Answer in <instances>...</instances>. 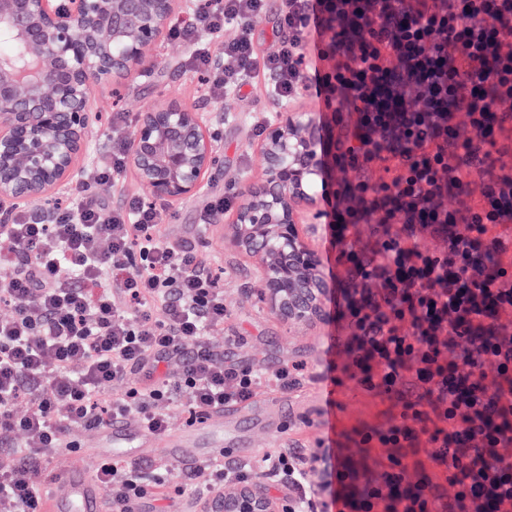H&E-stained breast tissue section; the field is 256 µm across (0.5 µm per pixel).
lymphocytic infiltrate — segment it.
Wrapping results in <instances>:
<instances>
[{
  "label": "lymphocytic infiltrate",
  "instance_id": "1",
  "mask_svg": "<svg viewBox=\"0 0 512 512\" xmlns=\"http://www.w3.org/2000/svg\"><path fill=\"white\" fill-rule=\"evenodd\" d=\"M221 2L172 36L214 37L263 8ZM282 26L288 37L265 60L243 34L222 44V63L200 47L195 64L216 95L260 68L280 102L302 86L329 87L336 115L355 113L347 139L324 153L328 173L347 178L322 191L345 268L335 319L347 362L328 363L320 379L339 384L343 370L400 410L360 436V447L389 451L369 476L323 439L314 454L276 449L264 468L287 484L288 512H512V168L494 161L512 153L501 141L512 124V0H285ZM329 43L332 73L321 67ZM124 158L113 139L110 165L77 181L52 223L20 212L0 229L14 245L0 253V302L14 308L0 318V512H41L39 460L76 451L77 434L113 416L136 415L159 437L172 404L201 414L304 382L300 365L228 363L205 344L226 315L209 267L160 235L156 206L95 201ZM381 161L393 162L391 180L372 179ZM359 224L373 225L371 243L348 245ZM421 233L445 250L421 245ZM175 362L178 372H159ZM134 370L145 379L127 385ZM110 382L123 390L108 391ZM421 449L427 466L409 467ZM95 474L110 512H134L154 494L125 461ZM253 474L245 462H216L186 483L202 500Z\"/></svg>",
  "mask_w": 512,
  "mask_h": 512
}]
</instances>
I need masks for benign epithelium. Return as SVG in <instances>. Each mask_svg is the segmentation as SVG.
I'll return each mask as SVG.
<instances>
[{
  "label": "benign epithelium",
  "mask_w": 512,
  "mask_h": 512,
  "mask_svg": "<svg viewBox=\"0 0 512 512\" xmlns=\"http://www.w3.org/2000/svg\"><path fill=\"white\" fill-rule=\"evenodd\" d=\"M176 15V0H0V36L20 55L0 58V225L18 209L38 223L87 156L96 124L94 88L143 69ZM223 109L203 112L175 95L153 101L137 120L125 168L154 201L197 197L218 159ZM334 117L315 120L283 106L258 145L261 176L224 225V246L254 264L263 302L280 320L311 327L325 319L336 289L316 272L312 246L325 176L326 133ZM203 512H283L256 485L215 492Z\"/></svg>",
  "instance_id": "1"
}]
</instances>
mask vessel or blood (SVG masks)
I'll list each match as a JSON object with an SVG mask.
<instances>
[{"mask_svg": "<svg viewBox=\"0 0 512 512\" xmlns=\"http://www.w3.org/2000/svg\"><path fill=\"white\" fill-rule=\"evenodd\" d=\"M224 416V410H216L180 429L178 434L164 435L162 441L169 456L189 468L223 458L225 444L239 440L233 429L225 427ZM151 439L145 428L116 416L111 425L98 432L90 452L101 461L116 456L134 460L139 457L141 446ZM42 502L43 512H108L100 483L80 463L43 486Z\"/></svg>", "mask_w": 512, "mask_h": 512, "instance_id": "1", "label": "vessel or blood"}]
</instances>
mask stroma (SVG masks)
Listing matches in <instances>:
<instances>
[{"label":"stroma","mask_w":512,"mask_h":512,"mask_svg":"<svg viewBox=\"0 0 512 512\" xmlns=\"http://www.w3.org/2000/svg\"><path fill=\"white\" fill-rule=\"evenodd\" d=\"M283 0H265L263 10L246 23H231L224 29V39L230 40L248 33L258 55L274 50L288 31L280 25ZM190 45L185 41L163 40L151 60V77L130 76L125 81L101 86L92 91L91 105L98 112L96 132L89 142V167L111 162L112 139L129 140L136 119L158 96L177 93L189 105L203 110L224 109V126L219 144L220 162L209 176L201 196L180 206H162L161 235L173 242L190 247L210 267L224 291L226 317L224 328L211 332L206 342L223 351L225 360L273 370L284 364L297 363L305 370L318 373L328 359L343 361V353L328 356L326 349L331 337L341 330L332 322L321 323L316 329L286 325L263 308L260 296L264 284L255 267L236 253L225 249L217 233H201L200 225L206 207L221 197L230 208H237L249 178L259 176L261 161L257 145L268 131V125L279 103L266 87L272 81L269 73L256 72L250 84L226 93L223 98L212 96L202 76L189 62ZM122 114L120 125H113V114ZM334 398L335 408H328L327 398ZM278 400L284 408L274 428L249 427L252 465H259L267 452L298 440L305 452L317 449L323 436L335 439L342 455L351 457L358 467H373L386 460L383 448H361L357 445L360 431L381 428L393 414L389 402L365 394L350 379H342L335 389L325 384L305 382L293 392L262 389L253 398V405ZM148 478L161 479L166 492L165 505L172 512H188L193 496L177 494L183 485L186 468L166 457L162 444H155L149 457L140 461Z\"/></svg>","instance_id":"stroma-1"}]
</instances>
